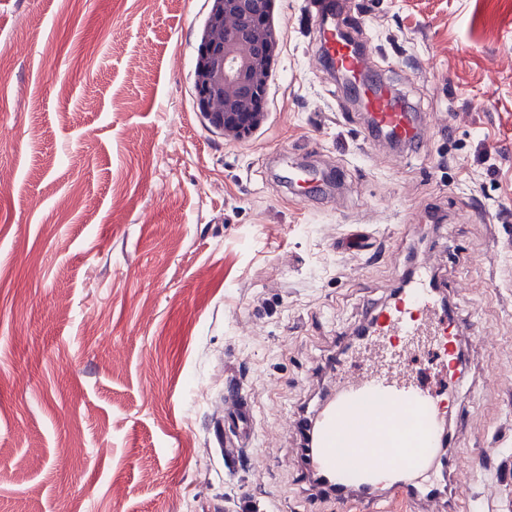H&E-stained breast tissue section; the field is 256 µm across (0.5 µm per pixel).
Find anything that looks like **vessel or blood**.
I'll return each instance as SVG.
<instances>
[{"label": "vessel or blood", "mask_w": 512, "mask_h": 512, "mask_svg": "<svg viewBox=\"0 0 512 512\" xmlns=\"http://www.w3.org/2000/svg\"><path fill=\"white\" fill-rule=\"evenodd\" d=\"M344 0L319 7L314 25L315 54L336 71L368 76L377 66L354 36L337 35ZM370 128L388 139L419 147L428 137L426 122L417 120L396 99L388 82L360 86ZM456 321L432 285L428 268L415 270L403 292L370 318V331L354 346L356 371L339 370L329 391L310 414L313 442L302 454L310 475L334 488L337 506L350 498L363 504L382 495L401 494L425 508L440 494L438 485L422 482L441 458L445 433L442 417L459 397L450 392L457 375ZM435 363L439 388L427 385L412 364L418 357ZM254 410L248 398L234 392L224 419V455L231 458L249 447ZM345 448L356 451L351 465L339 464Z\"/></svg>", "instance_id": "obj_1"}]
</instances>
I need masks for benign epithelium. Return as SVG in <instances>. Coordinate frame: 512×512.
<instances>
[{
	"mask_svg": "<svg viewBox=\"0 0 512 512\" xmlns=\"http://www.w3.org/2000/svg\"><path fill=\"white\" fill-rule=\"evenodd\" d=\"M194 67L205 123L242 141L267 120L264 96L278 54L276 0H210Z\"/></svg>",
	"mask_w": 512,
	"mask_h": 512,
	"instance_id": "benign-epithelium-1",
	"label": "benign epithelium"
}]
</instances>
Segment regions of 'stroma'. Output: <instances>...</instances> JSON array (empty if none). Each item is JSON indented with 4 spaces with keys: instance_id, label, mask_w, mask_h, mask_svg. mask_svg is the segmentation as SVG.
<instances>
[{
    "instance_id": "1",
    "label": "stroma",
    "mask_w": 512,
    "mask_h": 512,
    "mask_svg": "<svg viewBox=\"0 0 512 512\" xmlns=\"http://www.w3.org/2000/svg\"><path fill=\"white\" fill-rule=\"evenodd\" d=\"M317 3L277 0L268 118L234 142L196 104L209 0H0V512H336L295 420L418 259L462 329L445 508L512 512L477 461L512 457V0H349L433 128L373 160ZM227 391L233 394V406L224 418V458H232L250 445L254 435V410L248 398L231 382Z\"/></svg>"
}]
</instances>
